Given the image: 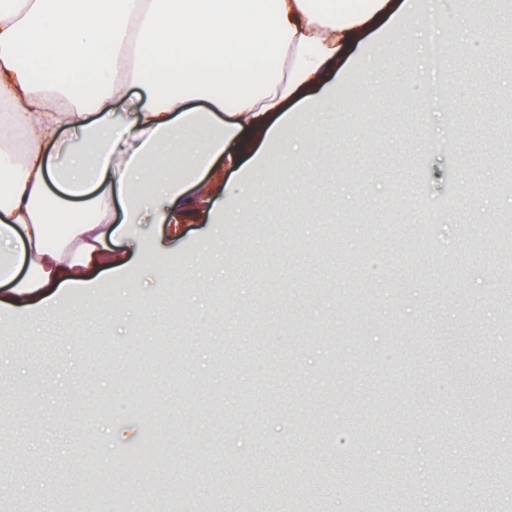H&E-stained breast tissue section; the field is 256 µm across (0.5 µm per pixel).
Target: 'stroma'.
<instances>
[{
    "label": "stroma",
    "instance_id": "35a3bbf8",
    "mask_svg": "<svg viewBox=\"0 0 512 512\" xmlns=\"http://www.w3.org/2000/svg\"><path fill=\"white\" fill-rule=\"evenodd\" d=\"M448 30L455 106L426 110L421 46ZM337 71L335 99L289 104L294 126L224 166L247 223L235 199L202 207L204 185L190 187L178 223L114 240L131 280L0 317V501L85 512L93 479L104 512H204L217 496L223 512H349L361 482L395 512H437L444 467L464 489L454 512L504 507L512 64L442 0H409ZM327 224L355 247L386 229L362 280L312 264ZM128 367L151 403L118 388Z\"/></svg>",
    "mask_w": 512,
    "mask_h": 512
}]
</instances>
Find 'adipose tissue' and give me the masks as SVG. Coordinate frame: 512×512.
<instances>
[{
	"instance_id": "adipose-tissue-1",
	"label": "adipose tissue",
	"mask_w": 512,
	"mask_h": 512,
	"mask_svg": "<svg viewBox=\"0 0 512 512\" xmlns=\"http://www.w3.org/2000/svg\"><path fill=\"white\" fill-rule=\"evenodd\" d=\"M392 0H0V310L113 278L244 132L269 140ZM71 129L73 139L61 137Z\"/></svg>"
}]
</instances>
